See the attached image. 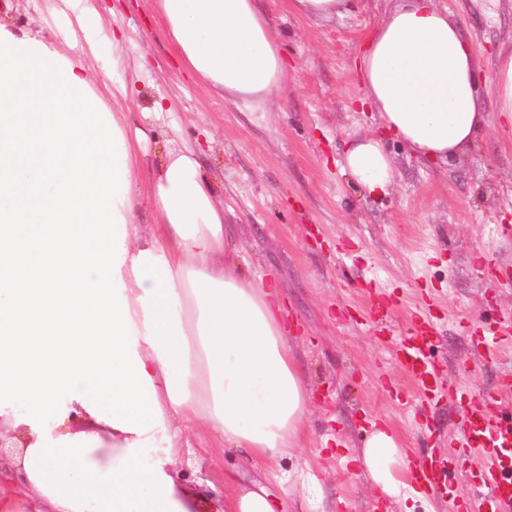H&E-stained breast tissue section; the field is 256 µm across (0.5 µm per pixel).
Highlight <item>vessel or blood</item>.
<instances>
[{"label":"vessel or blood","instance_id":"b4317fda","mask_svg":"<svg viewBox=\"0 0 512 512\" xmlns=\"http://www.w3.org/2000/svg\"><path fill=\"white\" fill-rule=\"evenodd\" d=\"M393 307L385 289L372 288L366 317L373 324H383ZM435 330L431 311H417L397 347L396 360L410 376L419 399L429 404L447 399L458 408L461 424L453 451L440 460L412 465L407 481L426 495L447 499L448 512H512V403L474 393L464 384L446 383L442 366L430 353ZM511 343L510 310L484 319L472 346L477 356L488 358ZM473 454L485 455L486 462L471 477L470 494L453 495L450 481L459 472V460Z\"/></svg>","mask_w":512,"mask_h":512}]
</instances>
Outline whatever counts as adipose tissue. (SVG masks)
Returning <instances> with one entry per match:
<instances>
[{"label": "adipose tissue", "mask_w": 512, "mask_h": 512, "mask_svg": "<svg viewBox=\"0 0 512 512\" xmlns=\"http://www.w3.org/2000/svg\"><path fill=\"white\" fill-rule=\"evenodd\" d=\"M151 10L180 69L214 94L287 88L282 37L257 0ZM36 25L0 20V424L16 447L0 461V512H21L19 485L35 512H277L262 488L218 508L183 485L172 429L206 428L267 464L300 446L311 396L277 286L225 261L219 186L194 147L143 166L149 133L120 104L126 37L95 0H46ZM354 69L380 131L353 139L339 166L364 195L396 182L386 139L437 165L491 125L512 131V52L484 103L478 58L441 0H396ZM359 457L401 494L409 461L390 426H373Z\"/></svg>", "instance_id": "ef3b65f1"}]
</instances>
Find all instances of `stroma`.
Masks as SVG:
<instances>
[{
  "label": "stroma",
  "mask_w": 512,
  "mask_h": 512,
  "mask_svg": "<svg viewBox=\"0 0 512 512\" xmlns=\"http://www.w3.org/2000/svg\"><path fill=\"white\" fill-rule=\"evenodd\" d=\"M121 2L107 16L122 28L131 62L124 74L136 94L127 105L147 118L152 142L144 158L158 160L173 135L199 151L205 174L223 182L227 243L236 261L278 282L298 323L288 346L313 394L302 448L255 467L239 449H221L206 431L188 433L177 469L189 485L210 482L213 498L259 485L287 512H448L431 498H391L354 467L371 422L398 432L411 461L438 456L458 431L447 402L416 409L413 383L395 359L414 311L437 317L435 352L447 380L495 394L512 374V346L464 370L470 340L459 329L512 308V143L488 129L478 145L445 166H426L390 142L396 183L388 195L364 196L337 161L353 138L379 130L375 112L360 108L353 59L391 0H354L330 20L293 13L290 0H261L283 36L295 73L281 96L244 104L214 97L177 68L173 50L150 17L147 0ZM474 45L483 72L512 51V0H445ZM169 107L155 116V102ZM392 293L389 333L366 322L368 285ZM397 398H390V391ZM296 483H285V474Z\"/></svg>",
  "instance_id": "stroma-1"
}]
</instances>
